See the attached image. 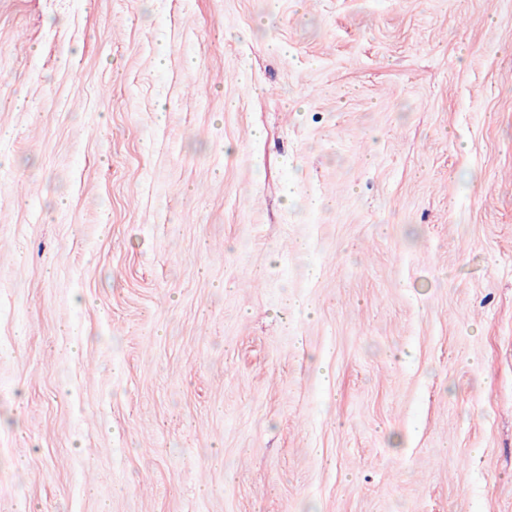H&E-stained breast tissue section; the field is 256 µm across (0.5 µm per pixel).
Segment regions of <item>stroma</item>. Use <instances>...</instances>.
I'll return each mask as SVG.
<instances>
[{"instance_id": "1", "label": "stroma", "mask_w": 512, "mask_h": 512, "mask_svg": "<svg viewBox=\"0 0 512 512\" xmlns=\"http://www.w3.org/2000/svg\"><path fill=\"white\" fill-rule=\"evenodd\" d=\"M0 512H512V0H0Z\"/></svg>"}]
</instances>
